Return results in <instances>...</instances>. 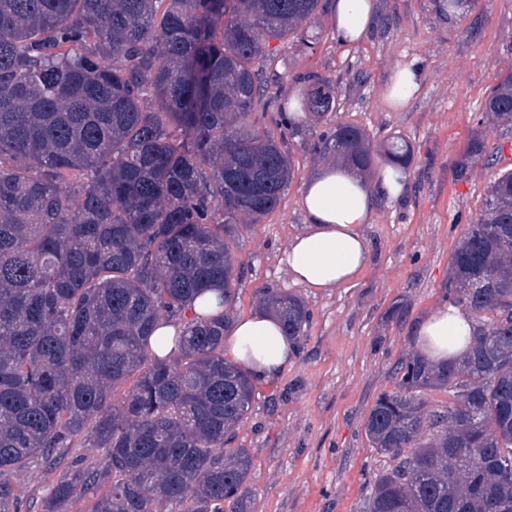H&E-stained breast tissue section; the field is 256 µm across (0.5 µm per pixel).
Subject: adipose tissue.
<instances>
[{
  "instance_id": "obj_1",
  "label": "adipose tissue",
  "mask_w": 512,
  "mask_h": 512,
  "mask_svg": "<svg viewBox=\"0 0 512 512\" xmlns=\"http://www.w3.org/2000/svg\"><path fill=\"white\" fill-rule=\"evenodd\" d=\"M375 11L374 0H335L331 23L343 43L353 44L366 32ZM409 189V175L400 168H382L367 182L334 161L320 162L301 197L306 223L289 239L280 265L294 282L320 292L349 285L369 262L371 243L364 225L381 200L399 199ZM473 325L467 311L442 307L416 325L418 351L435 364L460 359L469 348ZM224 355L264 381L287 369L294 350L278 318L258 309L234 317Z\"/></svg>"
}]
</instances>
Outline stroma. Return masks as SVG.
Segmentation results:
<instances>
[{
  "label": "stroma",
  "mask_w": 512,
  "mask_h": 512,
  "mask_svg": "<svg viewBox=\"0 0 512 512\" xmlns=\"http://www.w3.org/2000/svg\"><path fill=\"white\" fill-rule=\"evenodd\" d=\"M376 3L358 43L341 44L324 10L310 26L312 53L285 46L290 72L310 68L336 84V109L310 120L309 136L289 139L293 177L280 205L229 243L237 262L232 315L248 314L267 289L298 295L310 312L293 362L257 384L229 442L252 461L249 512H363L372 483L398 464L369 443L368 412L379 393L395 389L393 367L415 350L416 319L448 305L452 253L490 182L512 169V130L484 112L500 73L512 69V0H473L451 18L437 13L435 0ZM412 60L421 85L401 108L388 94L398 67ZM339 123L364 128L378 160L389 143H406L411 187L380 203L365 225L371 252L362 275L321 293L293 283L279 256L305 222L300 194L319 161L313 144ZM476 128L494 162L473 164L461 179L455 162Z\"/></svg>",
  "instance_id": "obj_1"
}]
</instances>
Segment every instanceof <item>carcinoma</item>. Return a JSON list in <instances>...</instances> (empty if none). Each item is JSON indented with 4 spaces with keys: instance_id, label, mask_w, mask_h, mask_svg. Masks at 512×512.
<instances>
[{
    "instance_id": "1",
    "label": "carcinoma",
    "mask_w": 512,
    "mask_h": 512,
    "mask_svg": "<svg viewBox=\"0 0 512 512\" xmlns=\"http://www.w3.org/2000/svg\"><path fill=\"white\" fill-rule=\"evenodd\" d=\"M322 0H0V512H20L10 475L32 459L62 468L27 512H247L251 459L224 448L248 414L251 375L224 360L231 313H193L208 291L234 297L228 241L280 204L287 137L256 112L336 109L314 70L285 86L281 46L313 51ZM512 127V71L485 103ZM321 159L373 164L364 129L336 125ZM485 155L472 131L455 162ZM448 296L478 329L467 358L399 359L365 433L398 465L363 512H512V170L487 187L451 258ZM296 344L309 310L265 292ZM181 350L158 357L159 320ZM132 386L116 396L129 379ZM451 399L430 409L424 392ZM100 460L63 462L76 440Z\"/></svg>"
}]
</instances>
